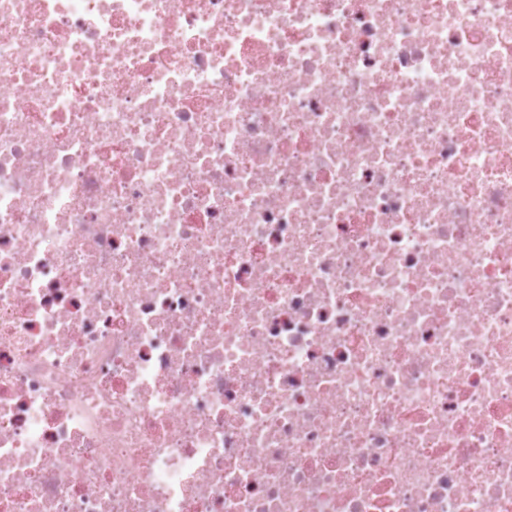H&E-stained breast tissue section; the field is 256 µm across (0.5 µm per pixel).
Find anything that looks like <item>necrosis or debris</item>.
Returning <instances> with one entry per match:
<instances>
[{
    "mask_svg": "<svg viewBox=\"0 0 512 512\" xmlns=\"http://www.w3.org/2000/svg\"><path fill=\"white\" fill-rule=\"evenodd\" d=\"M0 512H512V0H0Z\"/></svg>",
    "mask_w": 512,
    "mask_h": 512,
    "instance_id": "obj_1",
    "label": "necrosis or debris"
}]
</instances>
